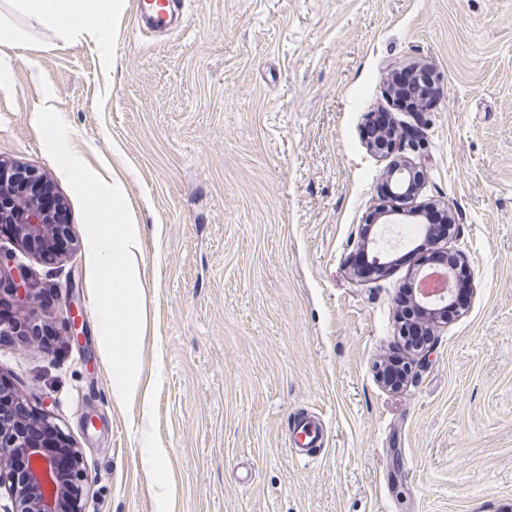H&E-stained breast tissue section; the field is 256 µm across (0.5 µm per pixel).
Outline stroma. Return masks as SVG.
<instances>
[{
    "instance_id": "obj_1",
    "label": "stroma",
    "mask_w": 512,
    "mask_h": 512,
    "mask_svg": "<svg viewBox=\"0 0 512 512\" xmlns=\"http://www.w3.org/2000/svg\"><path fill=\"white\" fill-rule=\"evenodd\" d=\"M134 11L125 0L101 45L0 0L24 41L0 53V158L46 175L72 240L48 264L0 235L34 297L17 316L56 338L0 335V379L80 449L83 512H512V0H187L157 32ZM397 68L431 73L423 108L394 103ZM47 99L86 166L124 179L144 230L146 424L112 398L96 217L32 120ZM373 112L421 127L419 148L370 149ZM407 158L425 167L404 208H451L439 247L472 294L393 389L378 366L402 346L397 299L417 269L366 278L353 258ZM68 282L78 344L39 303ZM306 414L325 431L307 463L289 443ZM145 429L161 472L142 465Z\"/></svg>"
}]
</instances>
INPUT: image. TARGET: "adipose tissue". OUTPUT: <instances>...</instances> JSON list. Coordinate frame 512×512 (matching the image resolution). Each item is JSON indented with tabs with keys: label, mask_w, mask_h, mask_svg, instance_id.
<instances>
[{
	"label": "adipose tissue",
	"mask_w": 512,
	"mask_h": 512,
	"mask_svg": "<svg viewBox=\"0 0 512 512\" xmlns=\"http://www.w3.org/2000/svg\"><path fill=\"white\" fill-rule=\"evenodd\" d=\"M23 13L46 27L104 38L103 22L121 13L124 0H13ZM90 203L99 224L89 240V256L108 295L111 319L102 327L106 350L114 367L112 397L138 400L142 417H150L153 388L145 382L137 363L139 338L146 329L138 257L142 249L139 225L128 219L129 200L117 178L81 169Z\"/></svg>",
	"instance_id": "obj_1"
}]
</instances>
